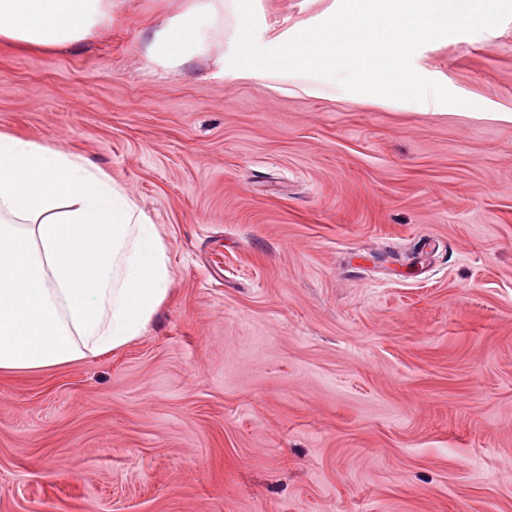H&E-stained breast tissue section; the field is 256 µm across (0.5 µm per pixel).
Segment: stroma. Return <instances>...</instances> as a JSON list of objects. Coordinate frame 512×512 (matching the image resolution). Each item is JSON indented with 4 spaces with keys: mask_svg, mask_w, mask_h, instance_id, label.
<instances>
[{
    "mask_svg": "<svg viewBox=\"0 0 512 512\" xmlns=\"http://www.w3.org/2000/svg\"><path fill=\"white\" fill-rule=\"evenodd\" d=\"M191 3L0 42V132L122 185L170 275L121 348L0 374V512H512V0L416 45L444 108L222 79L228 43L171 74Z\"/></svg>",
    "mask_w": 512,
    "mask_h": 512,
    "instance_id": "stroma-1",
    "label": "stroma"
}]
</instances>
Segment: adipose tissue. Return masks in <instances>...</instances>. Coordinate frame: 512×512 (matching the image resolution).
I'll list each match as a JSON object with an SVG mask.
<instances>
[{"label":"adipose tissue","mask_w":512,"mask_h":512,"mask_svg":"<svg viewBox=\"0 0 512 512\" xmlns=\"http://www.w3.org/2000/svg\"><path fill=\"white\" fill-rule=\"evenodd\" d=\"M251 0H194L160 22L150 53L170 73L230 39L219 76H306L317 97L337 84L401 101L415 85L413 47L447 38L448 0H351L291 31L256 37ZM235 25L224 30V11ZM112 15V0H0V40L78 43ZM0 374H43L117 349L164 301L167 257L149 218L125 190L80 157L0 133Z\"/></svg>","instance_id":"adipose-tissue-1"}]
</instances>
